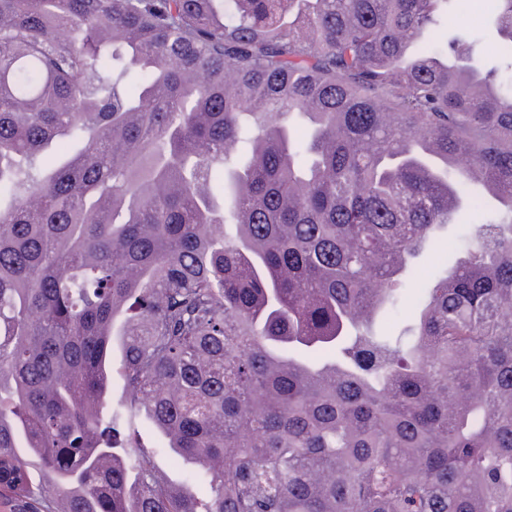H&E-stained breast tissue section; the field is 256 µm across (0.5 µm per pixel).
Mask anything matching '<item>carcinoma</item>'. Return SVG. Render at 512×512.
<instances>
[{"mask_svg":"<svg viewBox=\"0 0 512 512\" xmlns=\"http://www.w3.org/2000/svg\"><path fill=\"white\" fill-rule=\"evenodd\" d=\"M442 2L0 0L3 504L512 512V89ZM443 263L440 255L434 251H428L422 255L413 267L411 288H407L400 302L399 313L396 317L378 323V328L387 335L397 336L409 323L410 318L417 306L426 283L437 275ZM158 465L167 472L168 476L177 483H182L188 475L196 469V466L190 462L181 460L179 465L170 461L168 452H161L157 455Z\"/></svg>","mask_w":512,"mask_h":512,"instance_id":"1","label":"carcinoma"}]
</instances>
